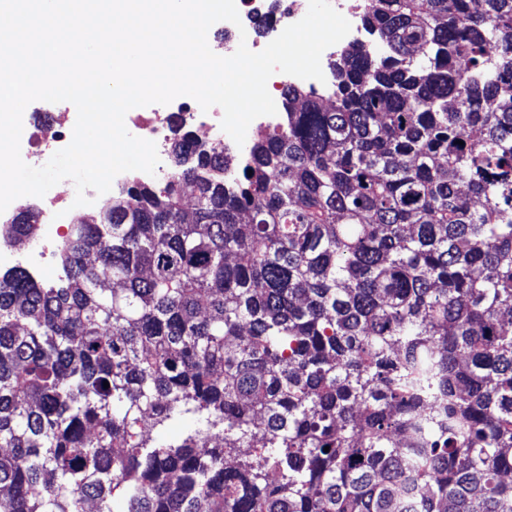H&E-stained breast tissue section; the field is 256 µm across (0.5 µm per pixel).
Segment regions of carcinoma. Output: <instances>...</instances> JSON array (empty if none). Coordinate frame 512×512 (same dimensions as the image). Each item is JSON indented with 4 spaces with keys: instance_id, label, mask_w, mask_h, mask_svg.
<instances>
[{
    "instance_id": "carcinoma-1",
    "label": "carcinoma",
    "mask_w": 512,
    "mask_h": 512,
    "mask_svg": "<svg viewBox=\"0 0 512 512\" xmlns=\"http://www.w3.org/2000/svg\"><path fill=\"white\" fill-rule=\"evenodd\" d=\"M359 2L333 107L285 87L233 167L187 133L57 282L0 272V512L512 506V0ZM197 418L193 415H186L181 420L170 422L157 434V441L162 443L176 444L187 434L193 432L197 427Z\"/></svg>"
}]
</instances>
